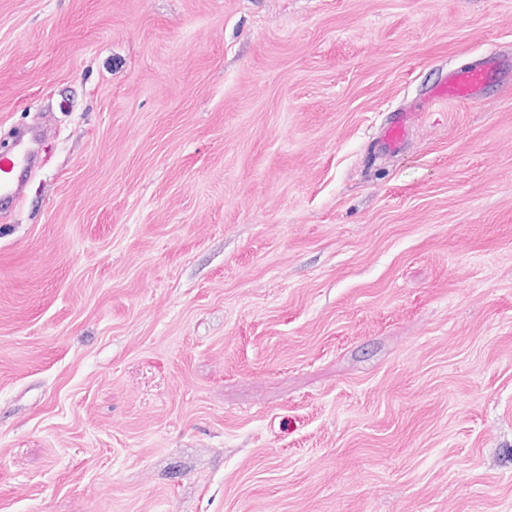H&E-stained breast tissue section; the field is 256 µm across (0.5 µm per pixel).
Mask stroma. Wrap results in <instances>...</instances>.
Masks as SVG:
<instances>
[{"instance_id": "1", "label": "stroma", "mask_w": 512, "mask_h": 512, "mask_svg": "<svg viewBox=\"0 0 512 512\" xmlns=\"http://www.w3.org/2000/svg\"><path fill=\"white\" fill-rule=\"evenodd\" d=\"M489 53L512 0H0V512H512V82L427 101ZM411 113H402L383 128L380 141L387 152H399L404 147L412 116Z\"/></svg>"}]
</instances>
